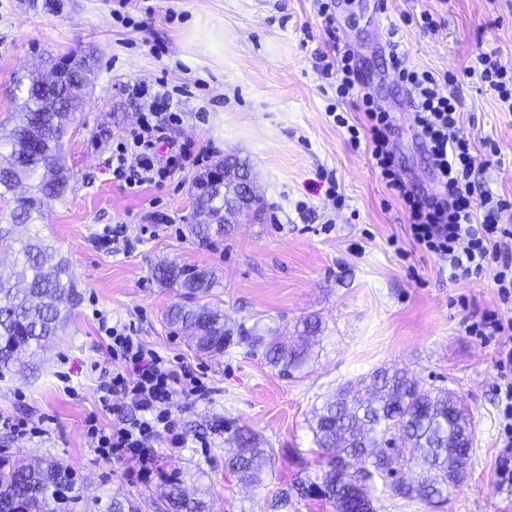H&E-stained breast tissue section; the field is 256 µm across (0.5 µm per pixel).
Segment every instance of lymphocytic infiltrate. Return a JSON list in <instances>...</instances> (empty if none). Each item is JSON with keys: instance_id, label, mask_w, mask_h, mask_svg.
Instances as JSON below:
<instances>
[{"instance_id": "lymphocytic-infiltrate-1", "label": "lymphocytic infiltrate", "mask_w": 512, "mask_h": 512, "mask_svg": "<svg viewBox=\"0 0 512 512\" xmlns=\"http://www.w3.org/2000/svg\"><path fill=\"white\" fill-rule=\"evenodd\" d=\"M403 33L392 27L386 48L390 67L408 90L414 104L417 134L430 153L433 168L432 192L420 194L409 189L396 167L390 149L391 116L374 105V99L362 82L351 49L336 56L318 55L317 69L336 79V102L327 112L345 128L353 146L367 145L375 166L387 188L403 204L413 242L422 250L447 261L451 280L466 281L494 269V283L502 304L512 305V226L502 224L512 201L485 192L475 194L471 175L475 168V147L460 130V105L453 95L440 92L432 71L408 67L402 51ZM479 79L497 93L499 101L512 112V69L503 66L496 53L479 59ZM129 95L143 103V110L122 140L112 150V177L124 188L138 190L157 184L177 171L202 165L204 152H192L182 145H169L158 155L157 145L166 126L176 115L165 88L134 83ZM351 104L364 116L362 125L350 124L342 113ZM111 339L110 350L115 368L102 369L99 391L102 407L122 397L137 415L112 421L111 429L91 426L97 439L96 451L104 459H131L141 475L155 467L150 441L165 439L169 447L180 448L184 436L179 432L171 406L176 398L203 399L206 387L190 367L173 365L158 351L147 348L132 326L116 322L105 330ZM498 370L508 375L503 417L507 439L500 456L498 475L512 482V347H503L496 361Z\"/></svg>"}]
</instances>
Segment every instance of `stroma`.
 Instances as JSON below:
<instances>
[{
	"label": "stroma",
	"instance_id": "1",
	"mask_svg": "<svg viewBox=\"0 0 512 512\" xmlns=\"http://www.w3.org/2000/svg\"><path fill=\"white\" fill-rule=\"evenodd\" d=\"M113 0H61L57 12L31 0H0V131L14 124L17 78L42 57L70 51L96 59L91 95L64 147L75 173L65 199L45 204L42 236L67 259L81 300L59 336L24 367L0 373V417L27 420L33 435L0 431V451L65 460L85 481L88 501L127 502L128 512H161L160 494L178 474L187 494L212 512H266L273 491L296 472L315 470L309 428L315 408L375 368H408L425 384L448 389L475 428L465 481L437 507L374 492L376 512H512V485L497 475L502 446L503 382L498 340L481 342L466 327L501 309L493 271L468 281L414 245L403 205L387 189L367 151L353 149L328 117L333 81L315 67L316 53L349 46L376 104L391 113L396 163L410 188L432 189L428 149L413 126L404 86L387 68V30L404 29L411 67L463 71L496 52L512 66V0H332L336 40L324 33L318 0H127L125 25ZM430 12L436 29L405 26ZM164 81L179 123L164 140L208 149L211 161L249 159L264 220L239 224L209 244L188 232L193 181L187 167L160 184L126 191L112 179V147L135 123L141 101L126 85ZM460 101V127L476 150L482 190L512 198V112L477 78L443 86ZM164 212L171 226L154 227ZM127 244L105 245L113 225ZM212 271V304L228 324L257 326L289 340L296 321L321 319L310 359L291 375L272 368L259 346L199 353L171 331L164 312L172 291L152 269L160 260ZM133 325L149 348L204 373L209 393L175 399L172 414L184 447L155 443L149 477L130 460H104L86 421L114 415L98 401L101 366L110 361L100 318ZM258 433L275 463L251 484L226 466V426Z\"/></svg>",
	"mask_w": 512,
	"mask_h": 512
}]
</instances>
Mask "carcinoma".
<instances>
[{"label":"carcinoma","instance_id":"cac0c4a2","mask_svg":"<svg viewBox=\"0 0 512 512\" xmlns=\"http://www.w3.org/2000/svg\"><path fill=\"white\" fill-rule=\"evenodd\" d=\"M68 56L83 67L60 74L57 94H49L38 71L22 76L14 88L16 118L10 151L0 161V199L24 181L28 193L14 196L9 217L0 221V238L8 236L19 245L12 262H0V371L21 363L23 355L56 335L80 299L68 263L35 230L44 223V200L63 199L71 189L74 173L63 147L95 76L93 55ZM235 189L230 181L224 191L194 194L193 216L204 214L206 221L189 225L191 235L207 243L238 223L236 213L224 209V193ZM152 276L161 287L176 291L177 301L166 308L164 319L189 336L197 351L222 354L234 343L259 344L267 363L286 375L307 362L319 319L301 320L300 343L286 347L254 327L226 323L224 310L208 302L214 287L211 271L164 260ZM310 429L322 456L320 469L280 487L270 512H290L299 498L325 501L335 512H376L373 492L379 481L402 499L435 506L448 495V478H464L473 445V422L448 390L425 386L398 367L375 370L362 390H339L314 411ZM229 432L232 472L242 483L256 480L271 465L273 450L249 429ZM389 449L409 465L411 481L403 484L389 474L384 464ZM81 500L79 478L63 460L32 464L0 456V512H75ZM162 501L165 512H210L208 502L183 493L177 478L165 485Z\"/></svg>","mask_w":512,"mask_h":512}]
</instances>
